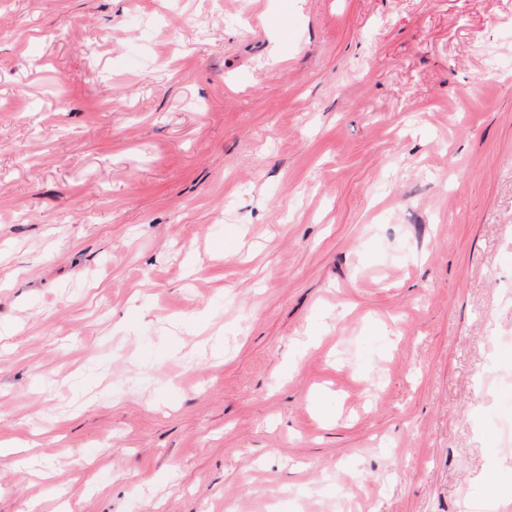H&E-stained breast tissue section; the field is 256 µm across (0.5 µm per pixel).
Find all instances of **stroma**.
Here are the masks:
<instances>
[{
	"label": "stroma",
	"mask_w": 512,
	"mask_h": 512,
	"mask_svg": "<svg viewBox=\"0 0 512 512\" xmlns=\"http://www.w3.org/2000/svg\"><path fill=\"white\" fill-rule=\"evenodd\" d=\"M0 512H512V0H0Z\"/></svg>",
	"instance_id": "stroma-1"
}]
</instances>
